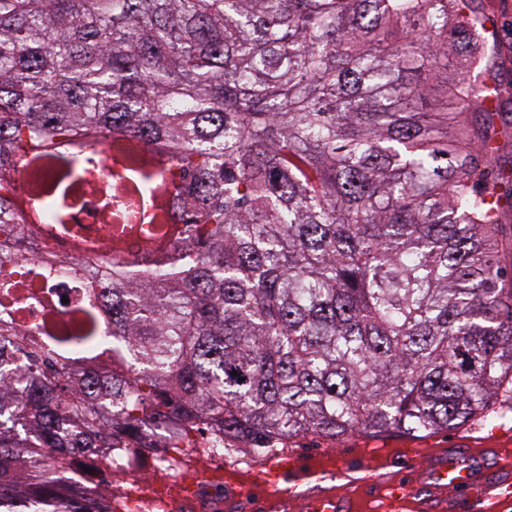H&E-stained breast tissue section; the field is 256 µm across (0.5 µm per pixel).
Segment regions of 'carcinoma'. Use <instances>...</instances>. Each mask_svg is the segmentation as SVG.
I'll use <instances>...</instances> for the list:
<instances>
[{"label":"carcinoma","mask_w":512,"mask_h":512,"mask_svg":"<svg viewBox=\"0 0 512 512\" xmlns=\"http://www.w3.org/2000/svg\"><path fill=\"white\" fill-rule=\"evenodd\" d=\"M469 0H0V294L35 277L88 289L73 328L0 313V512H115V495L42 477L136 427L213 422L229 460L307 434L415 438L512 412V198L503 97ZM444 86L440 111L427 89ZM137 172L186 240L149 269L24 244L12 158L51 167L33 201L51 237L91 249L73 184ZM77 351L87 367L72 372ZM245 381H239V378Z\"/></svg>","instance_id":"1"}]
</instances>
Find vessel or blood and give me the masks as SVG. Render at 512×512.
Instances as JSON below:
<instances>
[{"instance_id": "vessel-or-blood-1", "label": "vessel or blood", "mask_w": 512, "mask_h": 512, "mask_svg": "<svg viewBox=\"0 0 512 512\" xmlns=\"http://www.w3.org/2000/svg\"><path fill=\"white\" fill-rule=\"evenodd\" d=\"M461 440L456 448L433 451L434 465L422 477L392 472L393 456L377 448L361 449L356 458L337 473L343 481L341 493L319 488V472H299L270 482L269 494L258 504L243 500L235 482L224 488L225 512H287L296 494H305L309 512H444L445 493L456 490L467 512H497L512 500V463H497L490 475L478 474L464 465Z\"/></svg>"}]
</instances>
